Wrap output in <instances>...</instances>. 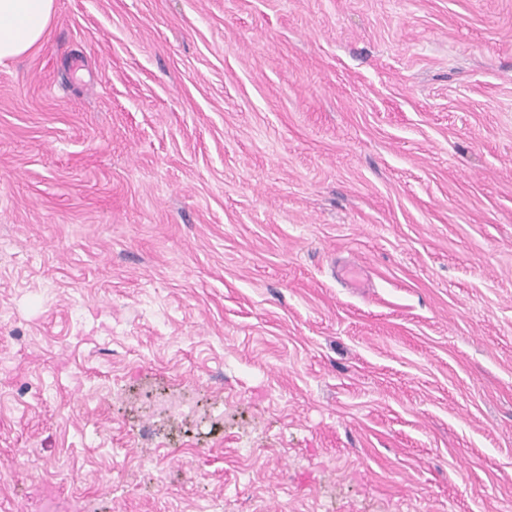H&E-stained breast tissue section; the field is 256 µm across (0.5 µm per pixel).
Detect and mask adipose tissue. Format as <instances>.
Listing matches in <instances>:
<instances>
[{"instance_id":"ef3b65f1","label":"adipose tissue","mask_w":512,"mask_h":512,"mask_svg":"<svg viewBox=\"0 0 512 512\" xmlns=\"http://www.w3.org/2000/svg\"><path fill=\"white\" fill-rule=\"evenodd\" d=\"M55 0H0V65L40 43L54 14Z\"/></svg>"}]
</instances>
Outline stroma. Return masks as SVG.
<instances>
[{
    "instance_id": "35a3bbf8",
    "label": "stroma",
    "mask_w": 512,
    "mask_h": 512,
    "mask_svg": "<svg viewBox=\"0 0 512 512\" xmlns=\"http://www.w3.org/2000/svg\"><path fill=\"white\" fill-rule=\"evenodd\" d=\"M50 503L512 512V0H55L0 67V512Z\"/></svg>"
}]
</instances>
